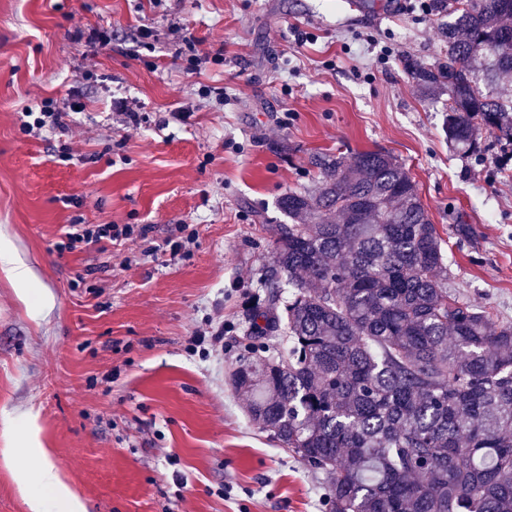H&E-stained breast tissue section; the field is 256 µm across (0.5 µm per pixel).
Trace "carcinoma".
<instances>
[{
  "instance_id": "obj_1",
  "label": "carcinoma",
  "mask_w": 512,
  "mask_h": 512,
  "mask_svg": "<svg viewBox=\"0 0 512 512\" xmlns=\"http://www.w3.org/2000/svg\"><path fill=\"white\" fill-rule=\"evenodd\" d=\"M448 55L406 68L444 89L448 146L512 144V0H434ZM276 203L266 295L233 388L249 419L326 480L329 512H512V323L448 289V253L405 166L381 151L312 158Z\"/></svg>"
}]
</instances>
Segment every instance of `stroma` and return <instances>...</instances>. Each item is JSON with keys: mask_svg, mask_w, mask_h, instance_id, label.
Instances as JSON below:
<instances>
[{"mask_svg": "<svg viewBox=\"0 0 512 512\" xmlns=\"http://www.w3.org/2000/svg\"><path fill=\"white\" fill-rule=\"evenodd\" d=\"M347 2L0 0V250L35 275L21 288L0 269V512H63L34 448L84 512H326L322 474L229 381L275 203L313 183L314 153L402 161L451 291L512 322V145L484 132L459 157L446 93L405 69L445 56L443 16ZM73 94L86 108L65 130L23 132V109ZM70 224L147 232L68 250ZM213 325L205 359L190 341Z\"/></svg>", "mask_w": 512, "mask_h": 512, "instance_id": "1", "label": "stroma"}]
</instances>
